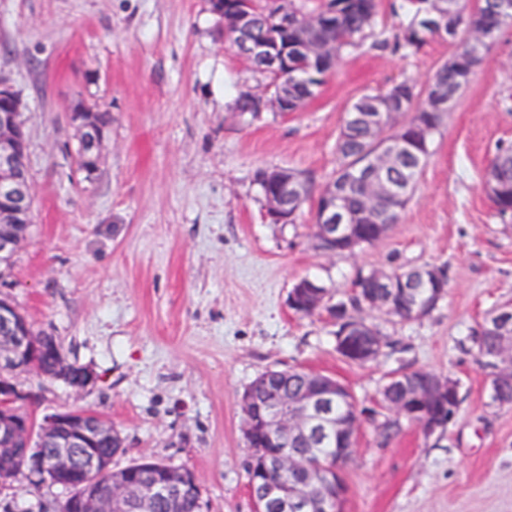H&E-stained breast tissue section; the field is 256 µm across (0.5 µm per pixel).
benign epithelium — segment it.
<instances>
[{"mask_svg": "<svg viewBox=\"0 0 512 512\" xmlns=\"http://www.w3.org/2000/svg\"><path fill=\"white\" fill-rule=\"evenodd\" d=\"M224 26L231 27L234 46L247 58L264 60L277 69L286 59L288 49L272 46L253 38L249 14L244 6L232 9ZM264 106L276 110L288 102V87L279 90L274 98L266 91L256 93ZM457 92L448 95L433 92V82L423 89V105L439 112L452 110ZM24 102L21 93L5 78L0 77V286H4L6 272L16 254L28 242V236L18 225L29 223L28 208L33 205L34 193L30 182L24 180L27 151L21 140ZM266 180L280 183L282 195L295 197L301 186L288 179L286 172H269ZM267 215L274 224L288 223V211L282 200L269 198ZM317 237L336 243L345 240L355 243L353 225L336 223V204L329 205L318 218ZM377 283L390 290L385 298L369 303L370 309L390 311V302L400 289H406V277L392 273L375 272ZM0 450L21 446L32 459L42 462L33 473L43 485L58 486L59 479L68 477L64 485L68 495L63 501L67 512H147L149 505L159 499H169L199 484L197 476H173L163 482L133 483L113 476L112 459L103 456L94 444L112 437V424L106 419L82 409L59 411L39 423L21 421L13 407L27 398L18 382L20 370L33 366L35 358L46 343L39 336L25 314L6 294L0 295ZM479 336H494L498 346L486 358L491 370L490 403L504 406L503 390L512 385V304L507 302L488 313L477 331ZM433 388L423 391L414 382L402 380L405 400L386 406L395 418H408L427 436L442 434L456 414L458 383L437 376ZM334 381L304 389L294 397L274 394L261 404L250 396L243 399L247 419L245 429L260 422L268 435L275 439L279 451L265 465L268 477L252 492L253 512H340L344 494L341 489L313 498V486H324L326 479L306 480L290 485L280 475L303 469L294 452L288 450V441L298 435L311 442L322 433L336 428L335 419L328 415L327 405L336 393Z\"/></svg>", "mask_w": 512, "mask_h": 512, "instance_id": "benign-epithelium-1", "label": "benign epithelium"}]
</instances>
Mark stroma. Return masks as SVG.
Masks as SVG:
<instances>
[{"instance_id": "stroma-1", "label": "stroma", "mask_w": 512, "mask_h": 512, "mask_svg": "<svg viewBox=\"0 0 512 512\" xmlns=\"http://www.w3.org/2000/svg\"><path fill=\"white\" fill-rule=\"evenodd\" d=\"M454 50L437 39L408 56L346 49L299 111L254 118L235 101L262 79L225 42L209 0H0V76L27 105L35 199L6 293L97 376L77 393L22 375L33 418L99 413L125 440L114 468L145 458L182 466L200 480L202 512H252L241 397L258 375L319 372L372 408L404 365L456 380L459 410L429 437L404 419L382 437L383 411L364 419L344 471L345 512H512V405H491L490 371L467 340L512 302V223L480 187L497 146L512 143V23L490 42L380 241L327 255L314 202L294 223H271L256 182L259 171L291 168L322 190L351 104L404 80L424 87ZM82 101L112 115L90 180L67 116ZM422 265L444 271L446 297L422 320L365 312L395 344L368 364L337 353L327 314L288 306L305 277L345 292L357 271ZM63 496L3 489L0 512H54Z\"/></svg>"}]
</instances>
